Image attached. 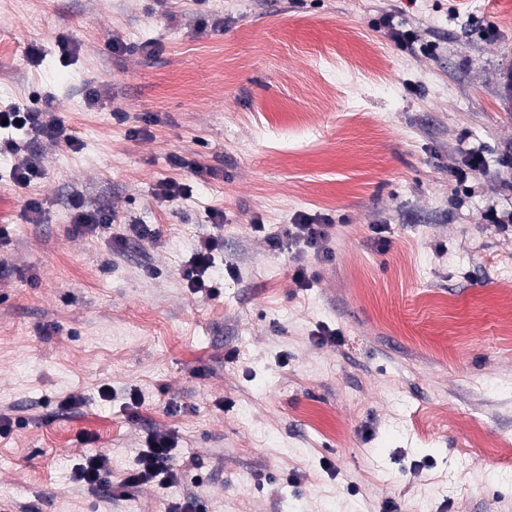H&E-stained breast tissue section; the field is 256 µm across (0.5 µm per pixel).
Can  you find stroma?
Returning a JSON list of instances; mask_svg holds the SVG:
<instances>
[{
	"mask_svg": "<svg viewBox=\"0 0 512 512\" xmlns=\"http://www.w3.org/2000/svg\"><path fill=\"white\" fill-rule=\"evenodd\" d=\"M8 2L0 110L50 105L80 145L39 138L26 188L0 154V512H512V455L473 438L512 442V235L488 219L512 213V0ZM76 195L105 233L75 232ZM216 212L210 296L182 267ZM301 212L335 220L330 261ZM153 433L177 493L75 482L81 450L117 481ZM331 223L328 215L299 214L295 218V224H291L292 229L288 233L317 256L322 254V260L327 261L331 252L324 247V242L332 235V229L335 227Z\"/></svg>",
	"mask_w": 512,
	"mask_h": 512,
	"instance_id": "stroma-1",
	"label": "stroma"
}]
</instances>
